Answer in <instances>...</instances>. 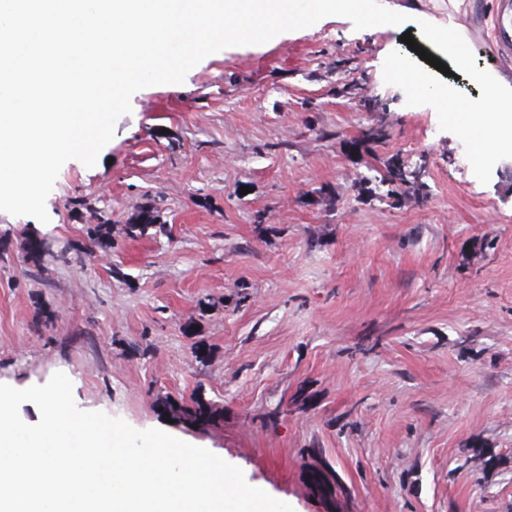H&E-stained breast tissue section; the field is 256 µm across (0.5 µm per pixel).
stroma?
Wrapping results in <instances>:
<instances>
[{"mask_svg": "<svg viewBox=\"0 0 512 512\" xmlns=\"http://www.w3.org/2000/svg\"><path fill=\"white\" fill-rule=\"evenodd\" d=\"M381 2L499 48L500 0ZM400 36L337 16L136 92L96 165L62 166L49 223L0 212V378L67 371L79 406L293 512H512V161L481 183L385 84ZM394 156L421 185L388 182ZM146 206L162 232L129 238ZM196 396L220 425L168 420Z\"/></svg>", "mask_w": 512, "mask_h": 512, "instance_id": "stroma-1", "label": "stroma"}]
</instances>
